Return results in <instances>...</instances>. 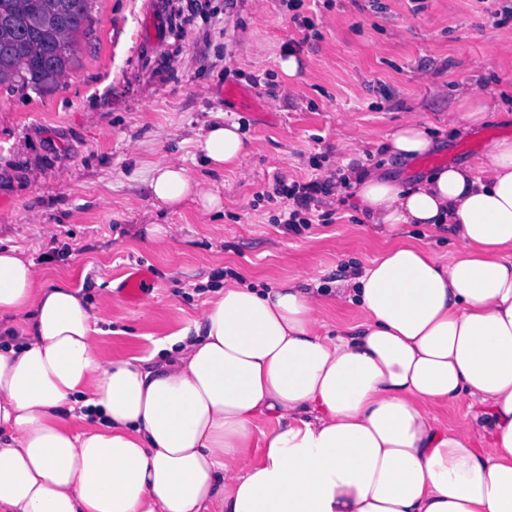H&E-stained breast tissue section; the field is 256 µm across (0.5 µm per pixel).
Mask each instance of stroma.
<instances>
[{"instance_id": "stroma-1", "label": "stroma", "mask_w": 512, "mask_h": 512, "mask_svg": "<svg viewBox=\"0 0 512 512\" xmlns=\"http://www.w3.org/2000/svg\"><path fill=\"white\" fill-rule=\"evenodd\" d=\"M94 0V34L74 66L44 87H0V246L34 260L45 284L111 290L98 337L110 358L147 356L227 284L283 279L333 287L386 247L351 195L312 201L309 228L277 219V179L306 183L354 165L403 182L431 173L383 146L408 118L438 136L443 164L476 163L484 133L512 137V0ZM295 58L296 75L283 60ZM497 108L447 134L455 89ZM223 113L252 151L241 168L205 166L196 134ZM185 166L224 211L154 207V164ZM168 226L165 247L142 242ZM150 271L148 298L127 303L131 269Z\"/></svg>"}]
</instances>
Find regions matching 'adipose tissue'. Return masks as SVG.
Instances as JSON below:
<instances>
[{"mask_svg": "<svg viewBox=\"0 0 512 512\" xmlns=\"http://www.w3.org/2000/svg\"><path fill=\"white\" fill-rule=\"evenodd\" d=\"M199 147L215 170L250 152L235 122ZM435 147L414 118L387 142ZM344 184L367 223L448 228L455 247L389 243L332 297L225 286L147 357L98 352L108 294L43 287L0 248V512H512V139L408 186L371 167ZM147 187L162 210L224 209L175 161ZM336 298L361 317L332 337ZM464 398L481 414L444 424Z\"/></svg>", "mask_w": 512, "mask_h": 512, "instance_id": "1", "label": "adipose tissue"}]
</instances>
